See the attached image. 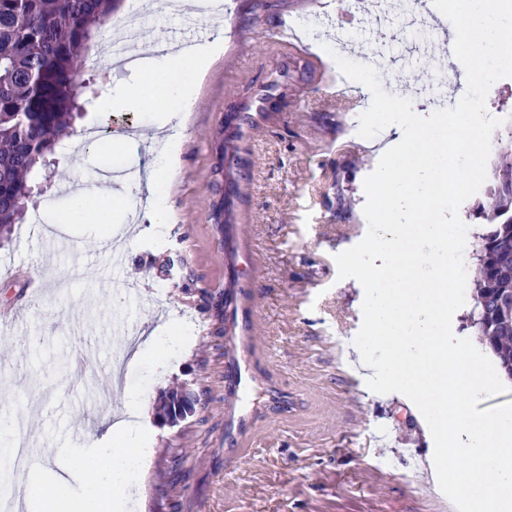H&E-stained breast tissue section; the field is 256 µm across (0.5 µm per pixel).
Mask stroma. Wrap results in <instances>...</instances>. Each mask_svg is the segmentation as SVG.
<instances>
[{
	"label": "stroma",
	"instance_id": "1",
	"mask_svg": "<svg viewBox=\"0 0 512 512\" xmlns=\"http://www.w3.org/2000/svg\"><path fill=\"white\" fill-rule=\"evenodd\" d=\"M285 2L234 0L225 47L241 48L244 72L225 73L219 60L200 86L197 108L179 131L182 167L170 188L173 227L165 239L151 235L143 215H124L119 201L106 220H63L70 192L111 182L118 170L133 178L149 162V113H115L113 126L128 137L122 151L104 141L89 154L73 143L51 158L50 169L63 170V177L34 168L26 214L0 238V317L19 319L13 331L0 333V416L29 417L40 466L48 471L56 467L55 449L119 407L121 391L100 398L112 369L124 385L152 398L159 389L195 382L204 390V409L174 427L151 423L131 512H457L428 468L422 420L411 404L371 391L356 363L363 288L339 278L335 257L367 232L363 181L377 163L344 101L275 56L271 36ZM403 4L390 0L378 18L359 0H333V17L321 20L320 34L333 53L353 61L381 51L393 57L381 67L384 90L410 75V91L434 84L463 94L465 81L449 78L463 67L442 38L428 39L417 52L393 39ZM128 24L139 39L157 43L189 40L213 27L196 15L194 0H185L179 13L133 12ZM242 31L256 37L240 47L235 37ZM80 77L83 110L73 123L79 133L98 124L96 108L116 84L147 85L138 69L116 80L107 69L85 67ZM265 83L275 86L270 114L251 131L254 147L239 181L246 195L236 202L246 220L230 230L231 239L250 240L253 260L245 263L225 257L212 229L213 134ZM119 224L126 234L117 265L101 243ZM168 255L186 261L188 286L161 276L157 264ZM231 275L252 281L258 303L253 346L240 354L257 378L243 392L224 371V339L213 335L199 301L201 290L221 288ZM131 313L149 329L172 318L192 327L163 378L154 376L150 353L141 364H119L123 338L112 322ZM272 382L288 391V415L267 406ZM230 403L264 411L250 442L226 437ZM177 450L183 453L178 483L170 470Z\"/></svg>",
	"mask_w": 512,
	"mask_h": 512
}]
</instances>
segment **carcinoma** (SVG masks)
Returning a JSON list of instances; mask_svg holds the SVG:
<instances>
[{
	"label": "carcinoma",
	"mask_w": 512,
	"mask_h": 512,
	"mask_svg": "<svg viewBox=\"0 0 512 512\" xmlns=\"http://www.w3.org/2000/svg\"><path fill=\"white\" fill-rule=\"evenodd\" d=\"M119 0H0V234L21 219L29 198L28 175L58 142L72 131L77 109L78 60L88 46L92 28L106 23ZM216 130L220 142L213 174L231 185L212 209L220 246H228L239 197V169L244 165L239 141L247 120ZM499 157L485 199L473 206L482 227L475 233L479 266L474 285L472 318L477 335L495 353L512 378V312L498 300L512 295V126L498 135ZM234 282L219 294L212 315L213 333L228 336L226 312L235 299Z\"/></svg>",
	"instance_id": "carcinoma-1"
}]
</instances>
